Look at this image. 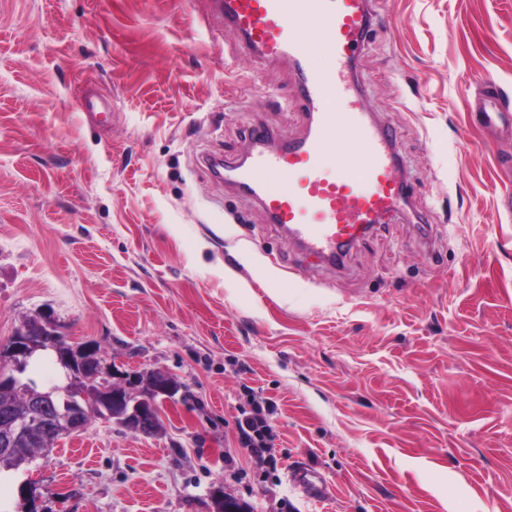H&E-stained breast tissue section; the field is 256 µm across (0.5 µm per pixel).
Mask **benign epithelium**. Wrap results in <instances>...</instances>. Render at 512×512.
<instances>
[{"mask_svg": "<svg viewBox=\"0 0 512 512\" xmlns=\"http://www.w3.org/2000/svg\"><path fill=\"white\" fill-rule=\"evenodd\" d=\"M58 336L60 344L52 347L61 365L67 366L71 399L58 411L53 403L55 389L41 392L31 399L29 414L15 417L0 416V449L9 451L47 434L78 433L85 428L84 415L94 409L99 416L126 429L143 434L155 432L160 424L158 401L173 399L178 387L169 378L157 373L129 374L115 381V371L98 364L96 372L88 375L84 355L94 346L66 342L57 335L51 317L33 318L0 349V385L21 388L13 375L18 364L42 349L44 335ZM216 512H246L242 501L222 490L215 491Z\"/></svg>", "mask_w": 512, "mask_h": 512, "instance_id": "1", "label": "benign epithelium"}]
</instances>
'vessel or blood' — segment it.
Listing matches in <instances>:
<instances>
[{
  "label": "vessel or blood",
  "instance_id": "b4317fda",
  "mask_svg": "<svg viewBox=\"0 0 512 512\" xmlns=\"http://www.w3.org/2000/svg\"><path fill=\"white\" fill-rule=\"evenodd\" d=\"M210 14L238 35L241 51L288 58L306 116L302 137L283 140L258 125L239 158H210L216 179L232 173L235 189L254 198L286 240L340 269L348 252L401 210L411 196L393 128L378 125L358 96L355 54L366 40L372 0H209ZM328 50L324 68L308 66L312 37ZM294 482L320 500L327 486L303 470Z\"/></svg>",
  "mask_w": 512,
  "mask_h": 512
}]
</instances>
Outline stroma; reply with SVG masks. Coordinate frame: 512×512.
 <instances>
[{
	"label": "stroma",
	"mask_w": 512,
	"mask_h": 512,
	"mask_svg": "<svg viewBox=\"0 0 512 512\" xmlns=\"http://www.w3.org/2000/svg\"><path fill=\"white\" fill-rule=\"evenodd\" d=\"M207 13L0 0V346L48 313L179 386L155 434L97 418L0 473V512H215L219 489L248 512H512V138L480 122L490 91L512 113V0H375L355 69L412 198L338 272L203 164L305 127L288 63ZM20 379L67 381L51 351ZM254 399L273 469L239 441ZM293 481L310 498L321 500L327 495V486L320 474L310 470H300L293 475Z\"/></svg>",
	"instance_id": "1"
}]
</instances>
